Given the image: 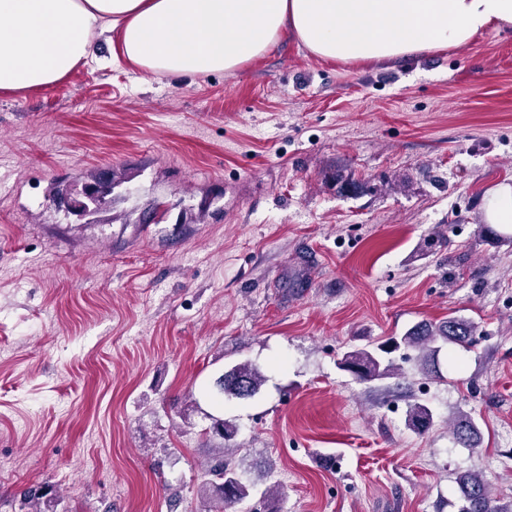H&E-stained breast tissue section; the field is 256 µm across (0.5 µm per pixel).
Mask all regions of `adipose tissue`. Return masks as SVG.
Returning <instances> with one entry per match:
<instances>
[{
  "instance_id": "adipose-tissue-1",
  "label": "adipose tissue",
  "mask_w": 512,
  "mask_h": 512,
  "mask_svg": "<svg viewBox=\"0 0 512 512\" xmlns=\"http://www.w3.org/2000/svg\"><path fill=\"white\" fill-rule=\"evenodd\" d=\"M512 27V0H0V96L95 60L191 77L235 70L281 35L315 57L392 61Z\"/></svg>"
}]
</instances>
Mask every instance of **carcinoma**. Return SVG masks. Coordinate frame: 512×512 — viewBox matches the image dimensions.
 <instances>
[{
  "label": "carcinoma",
  "mask_w": 512,
  "mask_h": 512,
  "mask_svg": "<svg viewBox=\"0 0 512 512\" xmlns=\"http://www.w3.org/2000/svg\"><path fill=\"white\" fill-rule=\"evenodd\" d=\"M473 327L461 317L452 316L438 325L422 322L415 325L403 337L402 342L418 352L417 363L421 373L431 372L433 358L447 346L464 347L471 344ZM384 346L361 348L344 354L340 365L360 381L385 379L398 373L399 368L386 362ZM264 377L256 366L240 363L224 371L217 386L221 393L238 399L254 397L260 390ZM432 412L423 404L410 406L408 423L417 432L423 433L432 424ZM239 427L230 421L215 417L203 435L220 440V447L212 449V454L204 468V480L199 491L210 504L209 512H226L244 502L250 496L249 485L243 480L240 463L235 460L238 449L229 447L235 439ZM456 442L475 448L478 445V429L468 418L459 419L453 427ZM458 484L465 501L462 512H499V507L491 497L489 483L482 472L470 470L458 477ZM49 486L24 495V512H45L44 499Z\"/></svg>",
  "instance_id": "cac0c4a2"
}]
</instances>
